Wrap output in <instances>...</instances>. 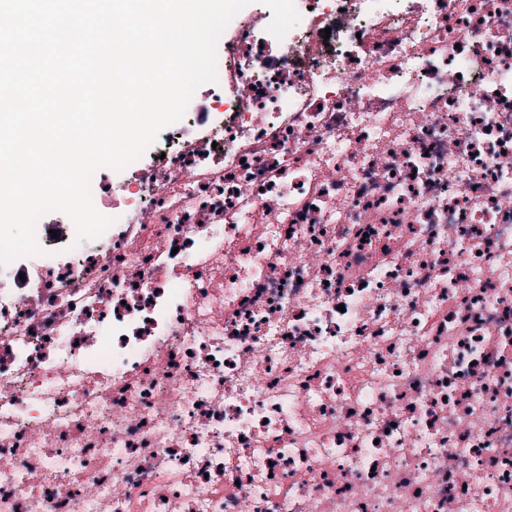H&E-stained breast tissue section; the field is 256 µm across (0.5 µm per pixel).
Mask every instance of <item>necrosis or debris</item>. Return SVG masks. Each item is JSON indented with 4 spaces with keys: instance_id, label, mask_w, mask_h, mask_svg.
Segmentation results:
<instances>
[{
    "instance_id": "1",
    "label": "necrosis or debris",
    "mask_w": 512,
    "mask_h": 512,
    "mask_svg": "<svg viewBox=\"0 0 512 512\" xmlns=\"http://www.w3.org/2000/svg\"><path fill=\"white\" fill-rule=\"evenodd\" d=\"M288 10L0 264V512H512V0Z\"/></svg>"
}]
</instances>
